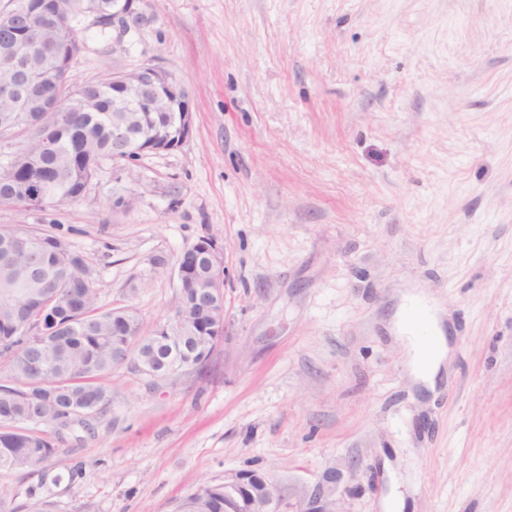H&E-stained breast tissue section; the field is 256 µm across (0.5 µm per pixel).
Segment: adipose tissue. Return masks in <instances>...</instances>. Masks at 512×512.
Segmentation results:
<instances>
[{"label":"adipose tissue","mask_w":512,"mask_h":512,"mask_svg":"<svg viewBox=\"0 0 512 512\" xmlns=\"http://www.w3.org/2000/svg\"><path fill=\"white\" fill-rule=\"evenodd\" d=\"M413 314L426 323L428 337L418 336L411 327L409 317ZM396 328L407 349L410 375L426 388H434L448 355V340L436 306L421 294L408 293L399 307Z\"/></svg>","instance_id":"obj_1"}]
</instances>
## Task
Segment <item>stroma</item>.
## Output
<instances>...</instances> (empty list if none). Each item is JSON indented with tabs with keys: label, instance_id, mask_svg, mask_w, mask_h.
<instances>
[{
	"label": "stroma",
	"instance_id": "stroma-1",
	"mask_svg": "<svg viewBox=\"0 0 512 512\" xmlns=\"http://www.w3.org/2000/svg\"><path fill=\"white\" fill-rule=\"evenodd\" d=\"M123 38L85 32L68 83L150 63L193 112L178 149L104 163L77 200L0 206L59 225L102 309L143 333L170 269L225 247L226 334L177 379L125 365L86 426L38 430L41 471H0L12 512H175L256 469L282 512L326 475L333 512H512V0H146ZM130 197L113 209L112 197ZM445 312L452 362L415 385L403 294Z\"/></svg>",
	"mask_w": 512,
	"mask_h": 512
}]
</instances>
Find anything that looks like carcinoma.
<instances>
[{
  "mask_svg": "<svg viewBox=\"0 0 512 512\" xmlns=\"http://www.w3.org/2000/svg\"><path fill=\"white\" fill-rule=\"evenodd\" d=\"M19 17L32 12L46 20L42 40L63 49L66 30L55 19L83 16L87 10L109 12L113 0H12ZM50 61L34 52L18 62L31 85L20 93L46 91L37 81ZM84 105L68 112H27L25 124L41 128L56 143L50 153L36 140L29 153L0 161V205H27L39 194L63 203L85 193L95 170L119 154H133L134 143L117 142L115 125L141 135L163 133L171 113L129 101L112 90V78L84 85ZM32 229L0 225V356L8 359L10 383L0 385V470H43L57 448L25 423L66 428L75 407L102 411L108 401L101 378L126 363L172 372L187 368L188 357L200 361L216 336L209 309L215 301L206 288L178 289L181 326L144 336L131 308L103 311L83 256L64 237L39 232L41 248L29 244ZM177 512H224V487L215 486L195 504L183 499Z\"/></svg>",
  "mask_w": 512,
  "mask_h": 512,
  "instance_id": "1",
  "label": "carcinoma"
}]
</instances>
